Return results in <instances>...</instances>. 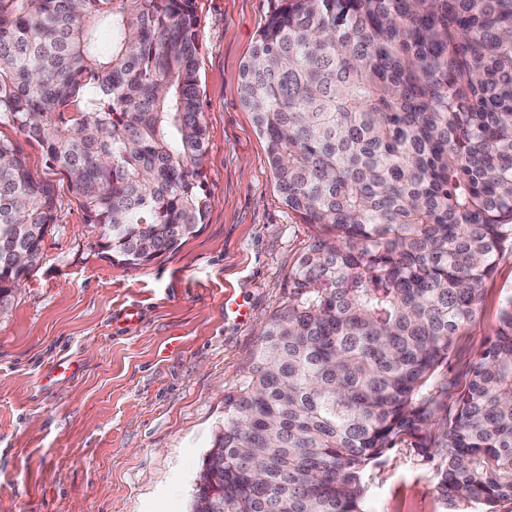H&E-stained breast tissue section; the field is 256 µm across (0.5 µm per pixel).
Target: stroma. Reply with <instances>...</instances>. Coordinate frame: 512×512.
<instances>
[{"mask_svg":"<svg viewBox=\"0 0 512 512\" xmlns=\"http://www.w3.org/2000/svg\"><path fill=\"white\" fill-rule=\"evenodd\" d=\"M280 0H195L197 71L210 208L174 253L112 264L66 178L11 126L60 205L31 269L0 315V512H190L203 457L224 422V392L249 367L261 327L289 297L312 229L284 205L266 141L240 100V71ZM512 296V252L484 286L482 310L450 372L493 336ZM232 298L239 312L225 310ZM139 306L125 326L115 316ZM72 363L57 376L54 366ZM367 512H485L449 505L433 463L389 450L365 475Z\"/></svg>","mask_w":512,"mask_h":512,"instance_id":"1","label":"stroma"}]
</instances>
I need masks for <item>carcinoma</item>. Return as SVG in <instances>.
Instances as JSON below:
<instances>
[{
	"mask_svg": "<svg viewBox=\"0 0 512 512\" xmlns=\"http://www.w3.org/2000/svg\"><path fill=\"white\" fill-rule=\"evenodd\" d=\"M194 0H0V126L63 173L111 263L175 252L210 206ZM288 210V304L224 394L191 512H366L410 443L449 503L512 500V297L448 375L512 250V0H284L242 68ZM53 183L0 137V303L41 260Z\"/></svg>",
	"mask_w": 512,
	"mask_h": 512,
	"instance_id": "carcinoma-1",
	"label": "carcinoma"
}]
</instances>
